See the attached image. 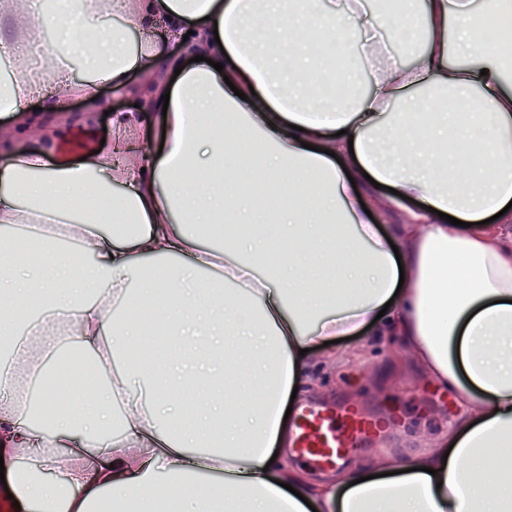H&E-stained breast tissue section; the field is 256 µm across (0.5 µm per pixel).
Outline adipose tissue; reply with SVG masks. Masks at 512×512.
I'll return each instance as SVG.
<instances>
[{"instance_id":"1","label":"adipose tissue","mask_w":512,"mask_h":512,"mask_svg":"<svg viewBox=\"0 0 512 512\" xmlns=\"http://www.w3.org/2000/svg\"><path fill=\"white\" fill-rule=\"evenodd\" d=\"M38 7L0 0L13 72L0 87V265L17 274L0 293V447L27 458L0 512H92L106 495L112 512L187 498L195 512H512V62L486 37L512 21V0L481 13L473 0H395L386 21L362 0H74L79 28L58 20L43 43L27 25ZM350 20L371 71L354 97L356 71L333 58ZM385 27L424 40L410 64L387 59ZM468 52L477 63L457 64ZM106 90L136 103L114 112L111 145L62 156L71 134L92 137ZM143 125L162 149L130 136ZM366 175L387 188L375 216L403 218L387 233L352 186ZM246 180L282 197L269 235L249 230ZM143 260L157 266L139 288ZM29 302L41 318L14 336ZM217 311L218 368L193 386L244 382L250 397L234 415L207 394L165 430L173 389L145 402L120 358L147 328L163 338L153 357L171 358ZM366 332L470 410L451 451L383 452L311 482L269 410L305 389L308 352L348 364L354 351L333 340ZM69 348L111 360L100 397L30 403L68 372ZM200 469L223 482H198Z\"/></svg>"}]
</instances>
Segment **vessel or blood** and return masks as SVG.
Instances as JSON below:
<instances>
[{
  "mask_svg": "<svg viewBox=\"0 0 512 512\" xmlns=\"http://www.w3.org/2000/svg\"><path fill=\"white\" fill-rule=\"evenodd\" d=\"M379 432L377 419L356 408L332 411L303 407L292 425L291 446L314 466L326 468Z\"/></svg>",
  "mask_w": 512,
  "mask_h": 512,
  "instance_id": "b4317fda",
  "label": "vessel or blood"
}]
</instances>
